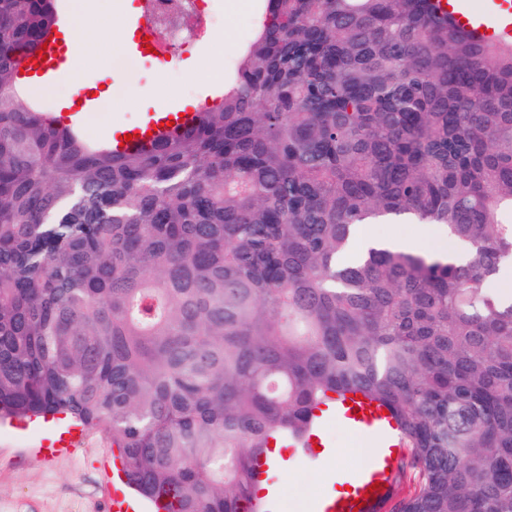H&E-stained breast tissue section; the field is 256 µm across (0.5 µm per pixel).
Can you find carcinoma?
<instances>
[{"instance_id":"cac0c4a2","label":"carcinoma","mask_w":512,"mask_h":512,"mask_svg":"<svg viewBox=\"0 0 512 512\" xmlns=\"http://www.w3.org/2000/svg\"><path fill=\"white\" fill-rule=\"evenodd\" d=\"M57 2L0 0V421L103 435L169 512H269L271 442L358 390L405 442L380 512H512V44L436 0H267L220 100L117 155L24 88ZM421 224H367L363 227L362 233L369 238H408L395 242L399 247L407 250H417L421 243L417 238H422V248L435 251L439 247L438 239L434 237H423Z\"/></svg>"}]
</instances>
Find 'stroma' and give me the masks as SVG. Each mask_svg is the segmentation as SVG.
Wrapping results in <instances>:
<instances>
[{
	"mask_svg": "<svg viewBox=\"0 0 512 512\" xmlns=\"http://www.w3.org/2000/svg\"><path fill=\"white\" fill-rule=\"evenodd\" d=\"M262 0H205L207 19L192 42L174 48L168 67L134 59L119 44L101 45L100 34L91 24L78 28L80 39L100 44L80 69L58 80L61 90L107 80L109 88L122 87L128 102L116 113L96 112L87 125L89 136H96L112 121L137 122L157 105L163 94L175 101L196 104L216 86L223 84L234 59L248 43L262 14ZM210 62L207 80H199L191 69ZM60 424L37 421L28 428L0 425V512H109L107 500L112 486L104 478L103 457H115L116 450L102 435L84 432L70 454L48 460L46 447L59 437ZM295 485L281 496L280 512H302L303 500L326 494L335 476L356 470L351 456L339 462L293 463Z\"/></svg>",
	"mask_w": 512,
	"mask_h": 512,
	"instance_id": "stroma-1",
	"label": "stroma"
}]
</instances>
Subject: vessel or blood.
Returning <instances> with one entry per match:
<instances>
[{
    "label": "vessel or blood",
    "mask_w": 512,
    "mask_h": 512,
    "mask_svg": "<svg viewBox=\"0 0 512 512\" xmlns=\"http://www.w3.org/2000/svg\"><path fill=\"white\" fill-rule=\"evenodd\" d=\"M448 13L461 22L464 29L475 37L485 40L505 41L512 39V7L501 4L498 12L488 15L472 10L463 0H448ZM128 25L134 35L129 49L134 57L146 58L143 45L149 29L147 14H140L129 20ZM74 41L66 36L65 30H57L54 38L48 42L45 61L39 63L23 62L24 71L32 73L37 80H54L63 76L70 57L75 53ZM82 107L70 110L68 117L77 123H85L91 113L97 110L102 94L94 93L92 86H85L81 93ZM196 106H180L167 103L155 107L134 123L116 122L112 125L109 137L113 146H125L126 150H135L151 145L154 138L171 134L173 128L193 123ZM336 417L354 428H371L382 436L378 447L368 456L366 462L352 475L351 480L360 492L365 493L363 506H356L353 497L327 495L321 498L315 512H378L385 498L388 483H391V469L395 457L402 451L401 439L391 416L385 415L381 406L368 401L361 392L342 395L336 400Z\"/></svg>",
    "instance_id": "1"
}]
</instances>
